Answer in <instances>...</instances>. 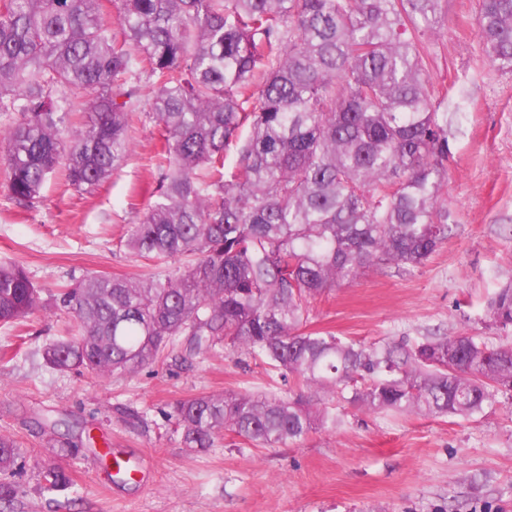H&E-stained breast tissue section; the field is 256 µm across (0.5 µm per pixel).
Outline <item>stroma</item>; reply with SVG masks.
<instances>
[{
  "instance_id": "obj_1",
  "label": "stroma",
  "mask_w": 512,
  "mask_h": 512,
  "mask_svg": "<svg viewBox=\"0 0 512 512\" xmlns=\"http://www.w3.org/2000/svg\"><path fill=\"white\" fill-rule=\"evenodd\" d=\"M477 0H447V26L428 46L430 74L449 102L448 182L442 205L453 232L423 265L384 262L312 302L308 329L369 344L402 337L474 334L493 344L512 335L490 328L488 297L512 281V74L487 62ZM161 129L133 123L125 161L93 193L68 185L65 169L41 200L22 208L0 188V263L17 262L40 290L24 325L0 324V434L21 449L11 512H512V404L477 419L367 413L339 401L336 432L273 448L225 432L215 447L184 448L169 414L181 400L241 392L296 395L245 349L207 357L173 353L132 374L98 376L46 367L43 348L78 333L55 303L59 288L91 272L132 276L152 261L124 246L159 195L154 146ZM132 409L136 418L124 417ZM86 427L93 445L61 458L38 420ZM143 462L135 479L111 478L95 448ZM63 463L74 484L45 490L42 466Z\"/></svg>"
}]
</instances>
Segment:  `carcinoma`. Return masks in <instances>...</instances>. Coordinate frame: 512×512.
<instances>
[{"label":"carcinoma","instance_id":"1","mask_svg":"<svg viewBox=\"0 0 512 512\" xmlns=\"http://www.w3.org/2000/svg\"><path fill=\"white\" fill-rule=\"evenodd\" d=\"M0 0V115L13 120L3 188L30 207L60 158L90 193L130 152L136 90L159 199L131 225L134 255L173 267L92 274L56 304L76 337L42 352L53 370L132 373L175 349L244 347L308 395H203L171 418L185 448L231 431L260 447L342 425L326 402L366 412L474 419L512 400V344L477 335L365 345L306 330L309 305L377 260L419 267L448 240L438 207L448 176V98L424 42L446 26L445 0ZM482 48L512 73V0H479ZM39 289L21 264L0 265V324L26 321ZM512 329V284L486 303ZM59 455L81 443L50 427ZM20 448L0 435V474ZM47 490L72 485L46 467Z\"/></svg>","mask_w":512,"mask_h":512}]
</instances>
